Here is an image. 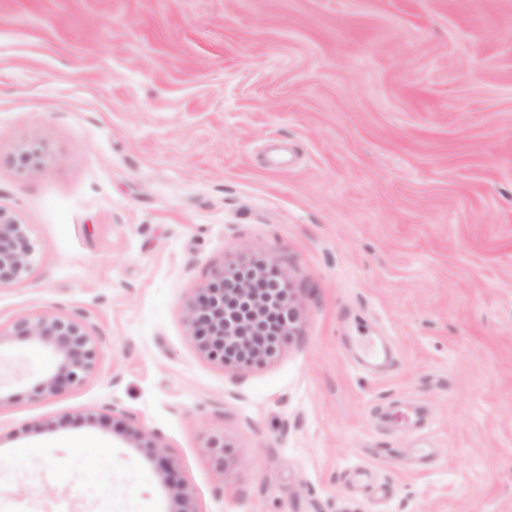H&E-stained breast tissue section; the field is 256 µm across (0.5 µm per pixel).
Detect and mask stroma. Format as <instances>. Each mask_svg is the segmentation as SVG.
Masks as SVG:
<instances>
[{
	"mask_svg": "<svg viewBox=\"0 0 512 512\" xmlns=\"http://www.w3.org/2000/svg\"><path fill=\"white\" fill-rule=\"evenodd\" d=\"M0 207V327L98 346L40 398L0 338V512H176L158 442L192 512H512V0H0ZM244 254L297 331L221 365L186 309ZM36 246L28 225L0 208V287L26 281L32 273ZM8 335L49 348L56 355L55 365L40 384L41 396H55L82 386L96 367L94 335L85 321L51 314L22 317L11 325Z\"/></svg>",
	"mask_w": 512,
	"mask_h": 512,
	"instance_id": "1",
	"label": "stroma"
}]
</instances>
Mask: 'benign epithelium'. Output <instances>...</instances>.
Wrapping results in <instances>:
<instances>
[{
	"instance_id": "7a95c632",
	"label": "benign epithelium",
	"mask_w": 512,
	"mask_h": 512,
	"mask_svg": "<svg viewBox=\"0 0 512 512\" xmlns=\"http://www.w3.org/2000/svg\"><path fill=\"white\" fill-rule=\"evenodd\" d=\"M36 246L28 225L0 208V287L26 281L32 273ZM268 263L242 260L217 270L198 289L187 314L188 326L202 352L222 364L251 365L274 357L280 337L264 335L266 321L286 322L284 336L293 335L299 312L295 288L284 281H266ZM11 335L53 351L56 363L44 376L39 394L55 396L82 386L93 373L98 352L90 325L61 315L22 317ZM160 471L168 476L178 502L188 495L179 485L164 447L157 450Z\"/></svg>"
}]
</instances>
